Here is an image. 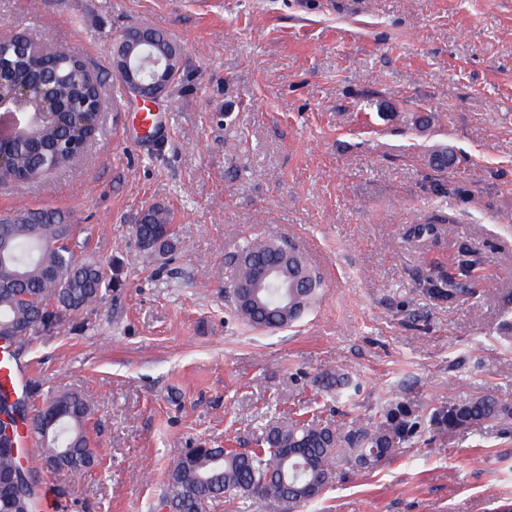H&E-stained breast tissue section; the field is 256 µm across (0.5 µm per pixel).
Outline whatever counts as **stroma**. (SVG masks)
Returning a JSON list of instances; mask_svg holds the SVG:
<instances>
[{
  "label": "stroma",
  "instance_id": "1",
  "mask_svg": "<svg viewBox=\"0 0 512 512\" xmlns=\"http://www.w3.org/2000/svg\"><path fill=\"white\" fill-rule=\"evenodd\" d=\"M140 25L184 58L145 104L117 97L112 71ZM0 29L51 33L108 100L83 157L0 181V219L67 215L111 283L17 353L39 391L92 404L97 463L44 473L47 497L154 512L186 449L255 448L301 409L348 428L390 403L512 398V0H0ZM144 112L159 116L148 137ZM152 206L172 251L137 247ZM256 236L292 243L323 278L290 327H251L224 298L227 257ZM328 372L352 388L322 391ZM340 471L298 512H492L512 504V435L425 428Z\"/></svg>",
  "mask_w": 512,
  "mask_h": 512
}]
</instances>
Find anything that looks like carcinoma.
<instances>
[{"mask_svg":"<svg viewBox=\"0 0 512 512\" xmlns=\"http://www.w3.org/2000/svg\"><path fill=\"white\" fill-rule=\"evenodd\" d=\"M53 61L51 75L59 91L74 103L66 113L67 123L85 137H94L99 115L94 109L99 80L87 75L84 62L60 49L46 34L35 51L12 40H0V67L6 79L30 87L31 107L48 112L57 104L45 98L39 79L46 60ZM70 163V155L59 145L53 122L28 129L13 147L9 170L0 181L17 176L24 181L39 178L51 169ZM171 226L162 208H151L144 222L137 225L135 238L143 250L167 249L172 234L161 235ZM77 227L66 223L60 212L30 210L14 219L0 220V235L14 246L16 260L0 264V325L6 335L0 340L10 346L29 342L41 333L46 320L83 310L102 298L107 290L101 267L83 261ZM289 255L288 278L296 283L294 297L282 305L271 296L256 305L241 299L238 287L247 281L254 265H274ZM225 288L232 298L234 312L245 323L261 329L285 328L299 320L315 303L323 286L320 273L310 266L292 245L262 239L246 242L240 253L226 261ZM20 411L11 417L13 437L24 427L28 435L45 449L46 468L80 473L95 464L87 422L91 403L83 395L63 392L39 405L18 396ZM435 429L469 430L494 423L512 428V399L493 394H477L433 411L428 418L403 406L388 404L380 411L374 426H356L347 431L327 420L295 414L272 424L259 447L249 451L234 448H190L170 468L155 509L169 512H202L227 495L248 499L274 497L288 502V512L318 497L332 483L342 462H353L367 469L379 459L415 437L422 421ZM14 471L22 476V492L13 499L0 497V512H41V479L26 464L21 448L16 455H0V472Z\"/></svg>","mask_w":512,"mask_h":512,"instance_id":"1","label":"carcinoma"}]
</instances>
